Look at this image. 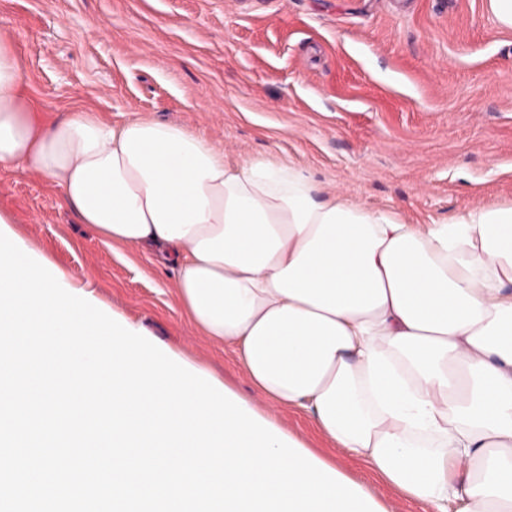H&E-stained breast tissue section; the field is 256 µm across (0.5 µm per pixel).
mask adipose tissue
<instances>
[{
  "label": "adipose tissue",
  "mask_w": 512,
  "mask_h": 512,
  "mask_svg": "<svg viewBox=\"0 0 512 512\" xmlns=\"http://www.w3.org/2000/svg\"><path fill=\"white\" fill-rule=\"evenodd\" d=\"M0 170L175 274L189 322L427 512H512V206L404 224L171 122L53 117L0 35Z\"/></svg>",
  "instance_id": "adipose-tissue-1"
}]
</instances>
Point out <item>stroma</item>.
Returning <instances> with one entry per match:
<instances>
[{"instance_id": "35a3bbf8", "label": "stroma", "mask_w": 512, "mask_h": 512, "mask_svg": "<svg viewBox=\"0 0 512 512\" xmlns=\"http://www.w3.org/2000/svg\"><path fill=\"white\" fill-rule=\"evenodd\" d=\"M0 33L49 115L176 122L405 224L512 206V28L488 0H0ZM0 209L153 342L256 402L232 349L184 319L171 268L109 248L36 175L0 172ZM270 415L394 512H425L306 413Z\"/></svg>"}]
</instances>
